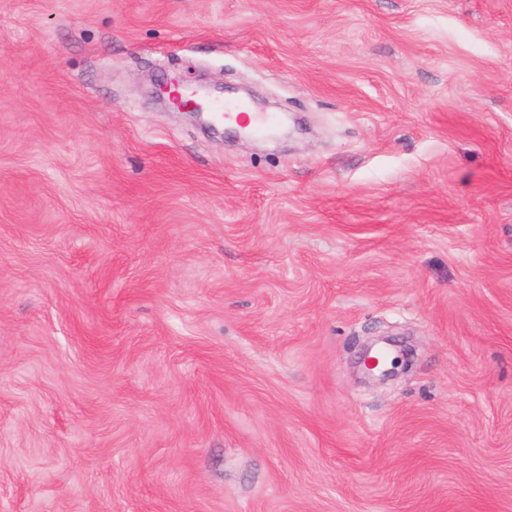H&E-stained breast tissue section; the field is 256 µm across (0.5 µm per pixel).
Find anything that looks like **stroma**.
<instances>
[{"label": "stroma", "instance_id": "1", "mask_svg": "<svg viewBox=\"0 0 512 512\" xmlns=\"http://www.w3.org/2000/svg\"><path fill=\"white\" fill-rule=\"evenodd\" d=\"M0 512H512V0H0ZM363 361L369 375H378L381 378L391 376L399 362L387 346L379 344L368 347Z\"/></svg>", "mask_w": 512, "mask_h": 512}]
</instances>
